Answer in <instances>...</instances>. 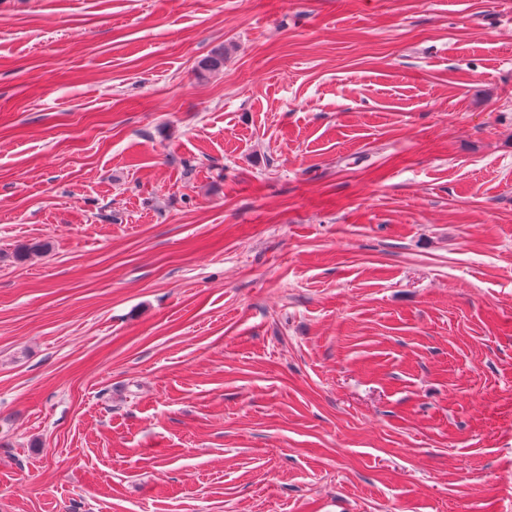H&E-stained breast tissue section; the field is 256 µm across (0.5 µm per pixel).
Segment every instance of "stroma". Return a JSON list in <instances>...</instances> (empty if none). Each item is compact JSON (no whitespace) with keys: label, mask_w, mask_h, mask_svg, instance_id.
Listing matches in <instances>:
<instances>
[{"label":"stroma","mask_w":512,"mask_h":512,"mask_svg":"<svg viewBox=\"0 0 512 512\" xmlns=\"http://www.w3.org/2000/svg\"><path fill=\"white\" fill-rule=\"evenodd\" d=\"M0 512H512V0H0Z\"/></svg>","instance_id":"obj_1"}]
</instances>
